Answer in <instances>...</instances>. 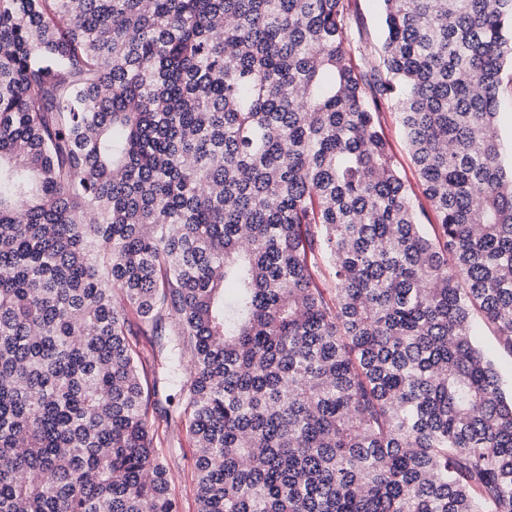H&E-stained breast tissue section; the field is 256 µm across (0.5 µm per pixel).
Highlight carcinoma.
Segmentation results:
<instances>
[{"mask_svg":"<svg viewBox=\"0 0 512 512\" xmlns=\"http://www.w3.org/2000/svg\"><path fill=\"white\" fill-rule=\"evenodd\" d=\"M383 4L0 0V512H178L168 318L197 512H512V0ZM385 29L382 1L351 0L348 37L355 62L363 69L378 64ZM511 67L505 68L502 97L500 100L498 128L503 145V161L510 166L512 162V83ZM381 111L382 126L389 152L408 192L415 201L420 221L422 224H436L435 214L422 193L419 177L411 160L405 131L398 120L397 112L388 104L383 105ZM476 337L487 354L495 361L500 372L503 387L510 393L512 391V357L504 351L495 337L493 329L486 325L480 316H475ZM168 322L162 328L164 336H140L139 345L146 361L145 389L148 391L147 413L152 429L161 441V452L167 460L171 489L179 512H196L193 445L184 423L178 418L183 411L179 388L166 381L169 344L173 336ZM163 347V348H161ZM168 410L174 420L166 424L160 413Z\"/></svg>","mask_w":512,"mask_h":512,"instance_id":"obj_1","label":"carcinoma"}]
</instances>
